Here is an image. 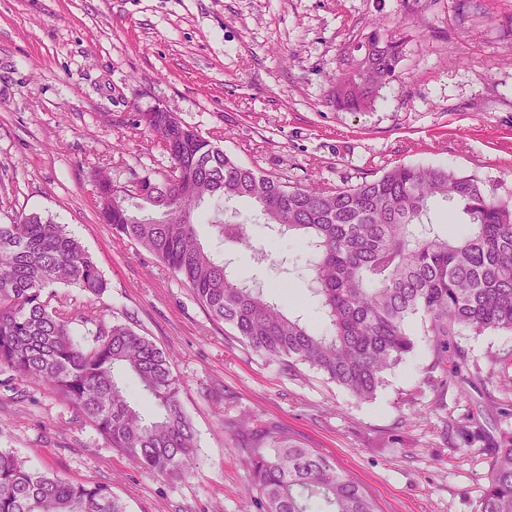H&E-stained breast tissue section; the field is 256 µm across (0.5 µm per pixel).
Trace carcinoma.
<instances>
[{"mask_svg": "<svg viewBox=\"0 0 512 512\" xmlns=\"http://www.w3.org/2000/svg\"><path fill=\"white\" fill-rule=\"evenodd\" d=\"M345 56L333 88L341 110L363 111L386 80L396 76L405 40L375 27ZM134 125L164 144L170 165L162 180L149 176L138 216L114 198L127 191L96 183L97 208L112 231L152 253L192 291L210 317L230 326L256 354L288 373L306 364L360 400L373 398L385 373L415 348L411 325L420 322L432 353L427 380L445 389L471 382L455 336L512 332V198L486 193L482 182L445 166L398 164L346 187L291 186L239 164L172 112H138ZM210 190L220 241L254 247L243 221L224 219V204L250 200L264 223L304 239L309 290L325 329L314 331L263 288L232 273L202 242L196 218L163 224L155 214L177 213L194 190ZM447 202L463 215L465 235L435 232L431 205ZM63 286L79 289L80 300ZM107 282L92 255L63 226L37 213L0 224V372L34 381L60 397L107 445L151 476L182 477L197 465L196 431L184 410L173 358L130 326L109 322L94 307ZM87 326L77 338L73 324ZM130 375L146 414L119 373ZM242 440L249 466L247 490L262 512H377L374 499L317 449L283 428L242 417L226 425ZM464 442L482 434L477 418L457 425ZM490 468L478 512H512V431L487 449ZM0 512H128L106 484L70 480L36 470L0 449Z\"/></svg>", "mask_w": 512, "mask_h": 512, "instance_id": "1", "label": "carcinoma"}]
</instances>
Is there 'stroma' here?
<instances>
[{"label":"stroma","instance_id":"obj_1","mask_svg":"<svg viewBox=\"0 0 512 512\" xmlns=\"http://www.w3.org/2000/svg\"><path fill=\"white\" fill-rule=\"evenodd\" d=\"M405 37L399 76L367 110L337 109L330 80L376 24ZM173 112L243 165L291 184H354L397 164L445 165L512 197V0H0V224L37 213L65 226L107 283L96 307L174 355L198 461L153 477L65 402L0 374V448L32 468L111 486L129 512H257L224 429L242 413L285 429L374 498L378 512H477L489 471L452 424L475 405L487 437L512 429V332L456 342L483 386L472 400L426 381L430 350L360 400L308 366L291 376L212 320L190 289L99 219L95 173L159 178L166 153L135 113ZM273 263L227 252L287 313L323 328L303 244L249 224Z\"/></svg>","mask_w":512,"mask_h":512}]
</instances>
